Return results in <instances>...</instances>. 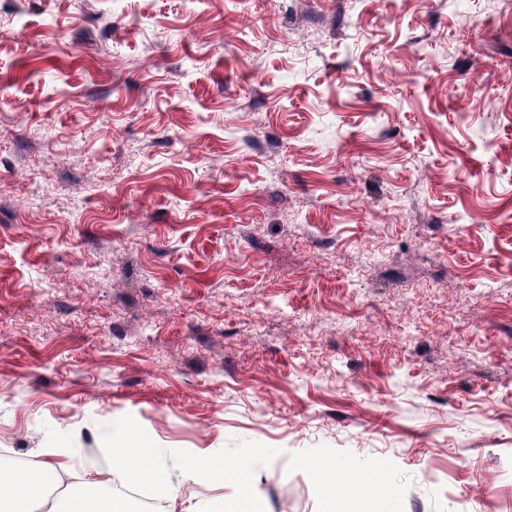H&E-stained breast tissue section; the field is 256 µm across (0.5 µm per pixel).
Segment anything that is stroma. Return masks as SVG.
<instances>
[{"instance_id":"35a3bbf8","label":"stroma","mask_w":512,"mask_h":512,"mask_svg":"<svg viewBox=\"0 0 512 512\" xmlns=\"http://www.w3.org/2000/svg\"><path fill=\"white\" fill-rule=\"evenodd\" d=\"M128 434L512 512V4L0 0V473Z\"/></svg>"}]
</instances>
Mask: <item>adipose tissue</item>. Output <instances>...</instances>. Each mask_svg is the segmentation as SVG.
<instances>
[{
	"label": "adipose tissue",
	"instance_id": "1",
	"mask_svg": "<svg viewBox=\"0 0 512 512\" xmlns=\"http://www.w3.org/2000/svg\"><path fill=\"white\" fill-rule=\"evenodd\" d=\"M43 453L51 457V464L29 474L0 476V512H30L31 504L44 490L60 482L68 472L69 449L47 447ZM171 454V449L144 448L135 437H126L114 446L113 465L103 471L95 494L71 498L63 512H128V501L118 488L142 484L151 488L158 512H165L168 504L180 496L185 483L199 475L224 485L228 493L219 505L198 502L194 512H262V504L253 493L252 460L241 459L228 465L208 452L173 467L169 464Z\"/></svg>",
	"mask_w": 512,
	"mask_h": 512
}]
</instances>
